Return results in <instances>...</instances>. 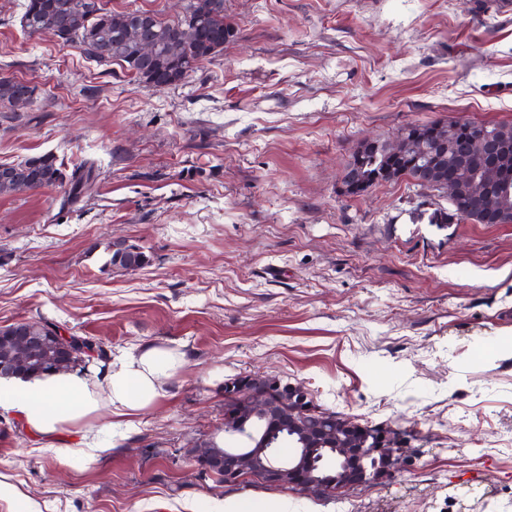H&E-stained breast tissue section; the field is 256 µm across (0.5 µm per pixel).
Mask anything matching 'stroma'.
<instances>
[{
	"label": "stroma",
	"mask_w": 512,
	"mask_h": 512,
	"mask_svg": "<svg viewBox=\"0 0 512 512\" xmlns=\"http://www.w3.org/2000/svg\"><path fill=\"white\" fill-rule=\"evenodd\" d=\"M0 0V164L101 171L91 195H0V326L49 320L111 355L170 348L165 394L114 436L102 410L56 439L0 410V512H512V224L431 223L447 198L352 196L365 138L512 123V10L497 0H224L235 37L175 85L86 58ZM141 248L133 272L109 248ZM272 376L403 439L406 465L318 499L195 463L224 384ZM93 450L64 456L81 440Z\"/></svg>",
	"instance_id": "1"
}]
</instances>
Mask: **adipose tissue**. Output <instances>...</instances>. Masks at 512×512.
<instances>
[{
  "label": "adipose tissue",
  "instance_id": "obj_1",
  "mask_svg": "<svg viewBox=\"0 0 512 512\" xmlns=\"http://www.w3.org/2000/svg\"><path fill=\"white\" fill-rule=\"evenodd\" d=\"M183 364L179 352L146 346L110 361L93 376L0 381V409L19 417L33 434L53 438L63 427L110 409L113 435H123L128 415L164 396V381Z\"/></svg>",
  "mask_w": 512,
  "mask_h": 512
}]
</instances>
